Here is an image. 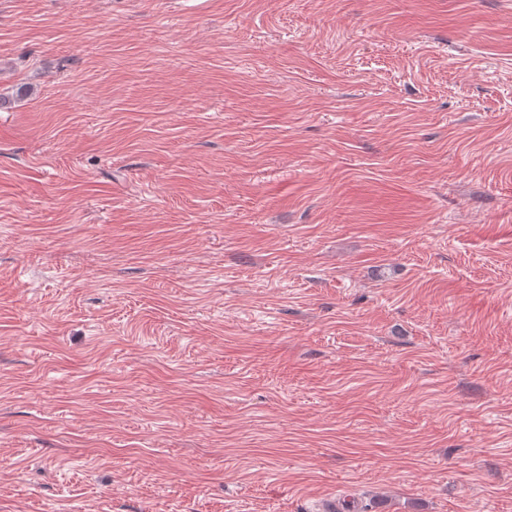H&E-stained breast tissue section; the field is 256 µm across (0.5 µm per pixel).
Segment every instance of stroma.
Listing matches in <instances>:
<instances>
[{"label":"stroma","mask_w":512,"mask_h":512,"mask_svg":"<svg viewBox=\"0 0 512 512\" xmlns=\"http://www.w3.org/2000/svg\"><path fill=\"white\" fill-rule=\"evenodd\" d=\"M331 493L512 512V0H0V512Z\"/></svg>","instance_id":"stroma-1"}]
</instances>
